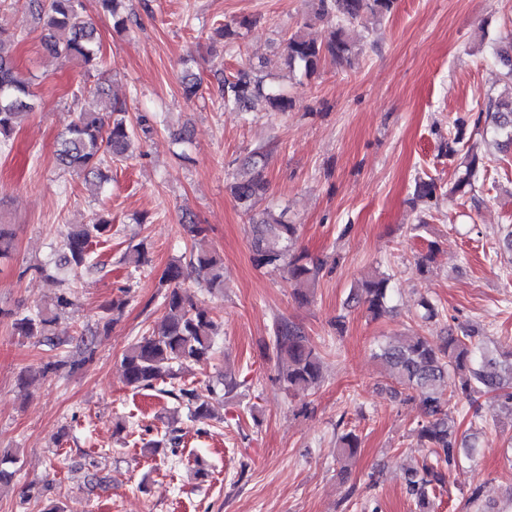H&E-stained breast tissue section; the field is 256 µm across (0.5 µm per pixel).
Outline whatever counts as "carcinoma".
I'll use <instances>...</instances> for the list:
<instances>
[{
	"label": "carcinoma",
	"mask_w": 512,
	"mask_h": 512,
	"mask_svg": "<svg viewBox=\"0 0 512 512\" xmlns=\"http://www.w3.org/2000/svg\"><path fill=\"white\" fill-rule=\"evenodd\" d=\"M122 0H97L100 20L112 28L128 31L137 24L132 12L122 13ZM397 0H316L314 17L328 25L329 37L324 42L308 38L301 32L291 34L284 44V61L291 74L310 78L316 74L322 58L349 63L358 54L351 29L364 17L382 19L391 14ZM21 13L41 30L40 47L46 55L64 62L78 60L88 70L101 64L100 43L94 22L86 11L84 0H24ZM256 20L244 17L215 29V36L224 46L234 47ZM22 27L9 22L0 23V147L9 146L13 133L22 119L38 107L31 81L17 70L6 46L19 38ZM496 55L505 68V79L511 93L503 97L490 96L484 107L454 121L448 133H437L441 156L451 159L463 156L462 169L450 189L453 195L465 197L477 192L480 179L486 172L484 156L478 144L466 137L468 127L473 133H491L503 138L504 145L512 144V31L497 42ZM268 61L250 62L218 82L224 109L247 113L262 102L271 112H288L295 100L280 86L265 82L264 69ZM202 82L192 68H184L183 93L192 98L198 95ZM94 95L103 102L101 112H78L59 142L57 159L63 168L86 175L103 177V169L112 160L129 156L135 144L149 140L156 132L158 118L150 112L138 114L135 121L126 118V103L108 97L102 82ZM268 146L255 147L230 185L237 206L249 216L252 224V260L259 267L283 266L297 286V294L305 300L312 292L324 261L304 253L292 254L290 247L297 236V227L288 223L285 214L270 210L254 213L260 197L267 190L264 170L268 165ZM441 184L432 176H420L413 184L412 199L435 201ZM112 238L111 214L102 210L89 224H74L64 236L62 254L56 260L60 267L72 271L78 278L86 272L100 269L91 252L93 241L106 242ZM188 267L197 281L210 292L224 286L221 257L208 250L190 253ZM185 278L180 263L170 264L160 282L166 286L163 295L164 315L157 332L142 336L124 353L121 364L125 384L133 388H148L169 375L173 365L201 364L212 356L219 326L212 313L194 305L182 288ZM391 276L375 273L350 290L348 301L362 305L376 319L387 311L391 299ZM73 305L71 287L57 297L55 308L39 309L23 315L9 314L11 335L21 339H52L58 312ZM274 350L279 380L290 390L306 391L317 386L321 379V357L310 344L303 329L296 323L280 319L274 326ZM378 357L389 367L393 384L401 389L407 400H416L423 419L412 429L416 445L428 449L430 459L404 472L407 494L417 512H434L435 492L447 482L448 467L464 456L473 457L480 447L479 433L460 436L455 428L453 410L462 401L472 411V422L481 420L475 407L476 396L492 395L500 408L512 415V346L491 350L482 342L481 330L473 325L448 326V336L440 346L426 337L404 336L379 346ZM167 394L188 406L194 419L213 416L208 400L194 388L180 387ZM360 439L352 431L338 437V460L348 461L356 454ZM19 462L12 452L0 454V486L10 483L11 467Z\"/></svg>",
	"instance_id": "carcinoma-1"
}]
</instances>
